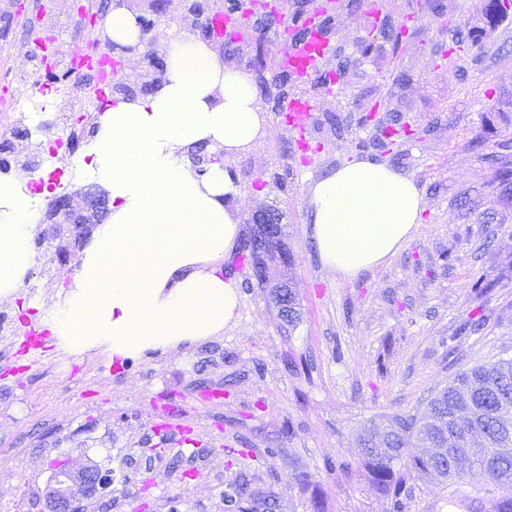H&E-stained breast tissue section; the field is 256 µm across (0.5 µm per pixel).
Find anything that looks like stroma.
Returning a JSON list of instances; mask_svg holds the SVG:
<instances>
[{
    "label": "stroma",
    "mask_w": 512,
    "mask_h": 512,
    "mask_svg": "<svg viewBox=\"0 0 512 512\" xmlns=\"http://www.w3.org/2000/svg\"><path fill=\"white\" fill-rule=\"evenodd\" d=\"M113 2L0 0V87L15 102L0 111V134L21 121L33 139L64 138L69 113H99L112 103L113 87L91 102L63 73L45 76L27 43L46 35L59 48L81 37L104 41ZM192 2L167 0L159 13L154 0H127L126 9L151 27L138 52L116 50L112 60L139 82H158L162 71L144 57H164L173 35L200 36L187 14ZM447 2L379 0V17L370 18L364 0H338L330 64L340 67L341 80L318 97L307 162L298 134L278 120L292 86L274 70L281 35L265 8L235 37L212 40L225 66L248 72L269 115L264 139L224 166L246 191L241 237L252 232L255 212L281 213L294 255V323L248 278L235 249L220 266L238 286V317L222 334L122 363L101 352L65 353L48 319L91 240L70 245L62 262L55 228L35 226L43 240L35 262L15 298L0 303V512H41L39 495L56 469L86 456L139 472L137 483L115 484L112 496L95 498L91 512H169L173 505L224 512L222 493L245 469L254 486L280 493L284 512H313L317 498L325 512H391L358 465V431L416 413L462 370L512 358V195L502 182L512 174V13L490 28L489 0H458L454 12ZM386 19L402 28L401 45L384 36ZM259 52L267 64L251 68ZM37 83L50 93H36ZM394 119L405 123L406 135L388 150L373 148L381 126ZM83 138L75 153L34 158V170L62 168L53 194L84 190L73 162L92 135ZM364 156L410 176L425 208L384 266L348 282L324 268L306 232V191L342 161ZM469 317L478 319L476 330L456 338ZM30 327L44 345L35 363L22 337ZM213 390L220 400L203 402ZM158 415L170 416L185 437L150 460L144 450L157 442L151 421ZM242 437L258 458L249 468L227 454ZM465 497L512 499V486L447 487L411 476L402 501L404 512H467L458 504Z\"/></svg>",
    "instance_id": "35a3bbf8"
}]
</instances>
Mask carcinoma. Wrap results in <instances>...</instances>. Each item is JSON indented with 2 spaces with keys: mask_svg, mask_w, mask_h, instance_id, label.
<instances>
[{
  "mask_svg": "<svg viewBox=\"0 0 512 512\" xmlns=\"http://www.w3.org/2000/svg\"><path fill=\"white\" fill-rule=\"evenodd\" d=\"M444 421L436 426L428 419ZM387 443L376 444L378 428L371 424L357 434L359 465L370 487L391 500L392 512H401L406 475L439 476L452 484L512 485V358L477 364L430 397L419 416L388 420ZM448 449L456 466L430 454ZM403 469H397L398 463ZM233 485V498L242 512H281L282 499L271 489L252 486L245 473Z\"/></svg>",
  "mask_w": 512,
  "mask_h": 512,
  "instance_id": "obj_1",
  "label": "carcinoma"
}]
</instances>
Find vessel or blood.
Wrapping results in <instances>:
<instances>
[{
	"instance_id": "1",
	"label": "vessel or blood",
	"mask_w": 512,
	"mask_h": 512,
	"mask_svg": "<svg viewBox=\"0 0 512 512\" xmlns=\"http://www.w3.org/2000/svg\"><path fill=\"white\" fill-rule=\"evenodd\" d=\"M330 49V38L323 28L318 25L307 29L303 38L280 45L275 53L274 66L276 69L288 72L297 82L304 86L314 87L336 80V73L330 69L327 61ZM107 59H85L84 63L76 65L67 77L72 84H80L88 70H96L98 81H105ZM316 104L313 96L296 94L288 96L282 107V121L289 130L300 133L299 147L302 152H309L311 146L304 134L310 125Z\"/></svg>"
}]
</instances>
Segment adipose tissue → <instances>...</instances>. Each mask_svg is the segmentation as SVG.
Masks as SVG:
<instances>
[{
  "label": "adipose tissue",
  "instance_id": "adipose-tissue-1",
  "mask_svg": "<svg viewBox=\"0 0 512 512\" xmlns=\"http://www.w3.org/2000/svg\"><path fill=\"white\" fill-rule=\"evenodd\" d=\"M266 124L250 76L186 33L171 39L153 93L115 97L81 164L110 192L112 212L53 313L60 349L128 359L219 335L235 320L237 285L217 263L240 233L243 189L223 163L193 170L189 152L204 144L237 155ZM27 182L0 175V301L14 297L34 262L29 240L44 197ZM307 206L322 264L348 280L401 248L425 202L411 177L365 157L311 182Z\"/></svg>",
  "mask_w": 512,
  "mask_h": 512
}]
</instances>
